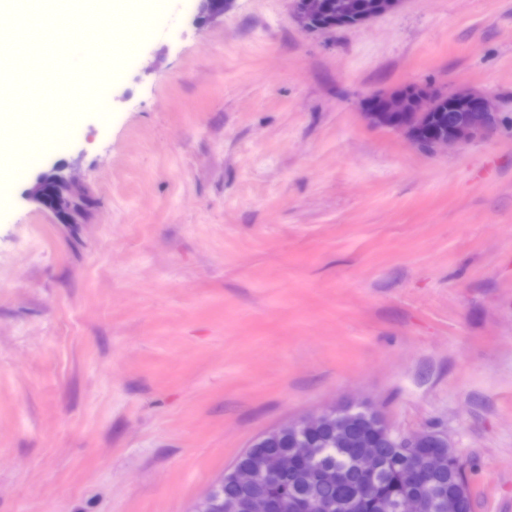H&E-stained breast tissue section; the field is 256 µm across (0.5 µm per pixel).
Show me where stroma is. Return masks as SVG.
<instances>
[{
	"label": "stroma",
	"instance_id": "obj_1",
	"mask_svg": "<svg viewBox=\"0 0 512 512\" xmlns=\"http://www.w3.org/2000/svg\"><path fill=\"white\" fill-rule=\"evenodd\" d=\"M148 0L23 172L0 143V512H194L262 433L342 402L444 434L472 512H512V0H404L301 31L287 0ZM414 84L500 99L429 154L359 102ZM95 201L24 197L56 164Z\"/></svg>",
	"mask_w": 512,
	"mask_h": 512
}]
</instances>
